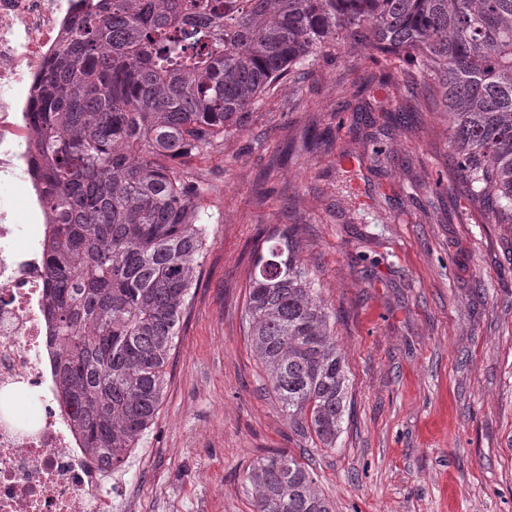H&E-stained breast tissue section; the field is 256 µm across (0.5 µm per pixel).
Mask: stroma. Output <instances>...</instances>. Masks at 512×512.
I'll use <instances>...</instances> for the list:
<instances>
[{
    "instance_id": "35a3bbf8",
    "label": "stroma",
    "mask_w": 512,
    "mask_h": 512,
    "mask_svg": "<svg viewBox=\"0 0 512 512\" xmlns=\"http://www.w3.org/2000/svg\"><path fill=\"white\" fill-rule=\"evenodd\" d=\"M427 90L339 41L187 160L210 236L156 423L117 472L135 512H253L246 472L274 452L335 512H512V225L462 192ZM277 226L348 371L331 450L289 427L246 336L251 256Z\"/></svg>"
}]
</instances>
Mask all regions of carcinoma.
Masks as SVG:
<instances>
[{
  "label": "carcinoma",
  "instance_id": "cac0c4a2",
  "mask_svg": "<svg viewBox=\"0 0 512 512\" xmlns=\"http://www.w3.org/2000/svg\"><path fill=\"white\" fill-rule=\"evenodd\" d=\"M31 122L52 213L47 312L61 395L120 468L155 424L209 238L172 162L213 145L338 38L418 64L448 113L462 190L512 224V0H83ZM293 228L253 252L245 317L289 425L336 447L349 377ZM255 512H332L295 456L256 460Z\"/></svg>",
  "mask_w": 512,
  "mask_h": 512
}]
</instances>
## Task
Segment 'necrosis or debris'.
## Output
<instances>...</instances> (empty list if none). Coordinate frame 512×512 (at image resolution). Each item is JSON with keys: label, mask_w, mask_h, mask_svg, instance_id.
<instances>
[{"label": "necrosis or debris", "mask_w": 512, "mask_h": 512, "mask_svg": "<svg viewBox=\"0 0 512 512\" xmlns=\"http://www.w3.org/2000/svg\"><path fill=\"white\" fill-rule=\"evenodd\" d=\"M80 0H0V512H127L56 385L44 257L50 212L31 173L34 87Z\"/></svg>", "instance_id": "necrosis-or-debris-1"}]
</instances>
